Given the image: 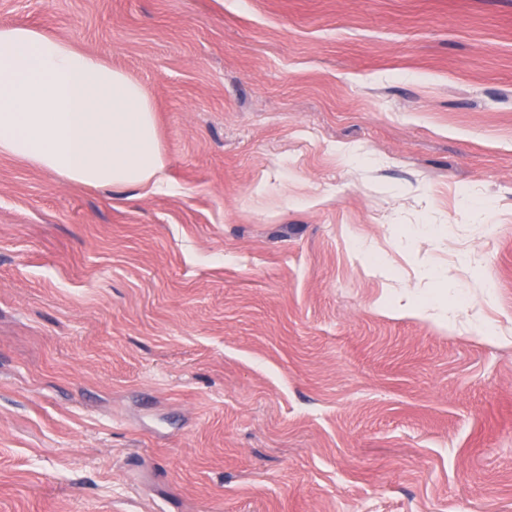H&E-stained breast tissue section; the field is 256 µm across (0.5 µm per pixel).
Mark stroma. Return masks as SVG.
Wrapping results in <instances>:
<instances>
[{
	"instance_id": "35a3bbf8",
	"label": "stroma",
	"mask_w": 512,
	"mask_h": 512,
	"mask_svg": "<svg viewBox=\"0 0 512 512\" xmlns=\"http://www.w3.org/2000/svg\"><path fill=\"white\" fill-rule=\"evenodd\" d=\"M0 24L141 82L173 186L0 156V512H512V0Z\"/></svg>"
}]
</instances>
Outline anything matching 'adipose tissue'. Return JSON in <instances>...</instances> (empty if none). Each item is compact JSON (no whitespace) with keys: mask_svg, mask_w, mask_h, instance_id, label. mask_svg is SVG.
Masks as SVG:
<instances>
[{"mask_svg":"<svg viewBox=\"0 0 512 512\" xmlns=\"http://www.w3.org/2000/svg\"><path fill=\"white\" fill-rule=\"evenodd\" d=\"M0 156L90 187L156 191L165 182L145 87L36 26L0 25Z\"/></svg>","mask_w":512,"mask_h":512,"instance_id":"adipose-tissue-1","label":"adipose tissue"}]
</instances>
